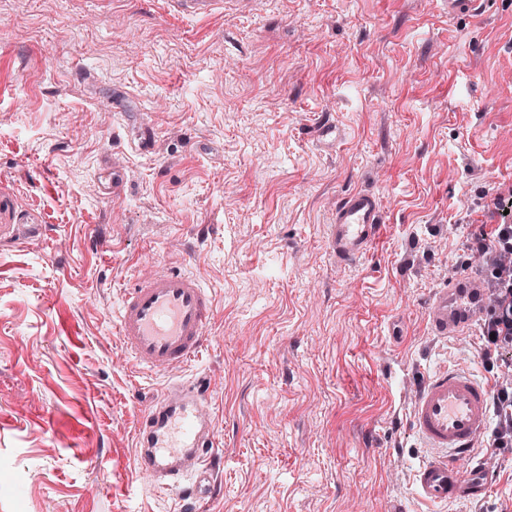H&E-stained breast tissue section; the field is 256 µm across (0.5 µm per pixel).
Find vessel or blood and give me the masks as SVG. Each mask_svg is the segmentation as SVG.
Segmentation results:
<instances>
[{"label":"vessel or blood","mask_w":512,"mask_h":512,"mask_svg":"<svg viewBox=\"0 0 512 512\" xmlns=\"http://www.w3.org/2000/svg\"><path fill=\"white\" fill-rule=\"evenodd\" d=\"M177 14L206 18L221 0H168ZM491 0H448L452 18L480 15ZM382 229L380 202L354 191L336 208L328 246L341 261L355 263L370 251ZM489 292L477 270L456 275L427 306L431 332L464 336L481 326ZM214 302L202 280L166 263L138 273L123 289L116 330L139 367L169 376L168 386L146 407L137 429L136 466L157 489H178L181 499L204 505L213 495L210 472L217 461L214 425L203 382L181 372L199 360L207 345ZM410 423L429 451L414 471L417 496L441 505L482 493L484 474L462 477L461 459L471 456L490 424L489 393L469 373L440 369L417 392Z\"/></svg>","instance_id":"b4317fda"}]
</instances>
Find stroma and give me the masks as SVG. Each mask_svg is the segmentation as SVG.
Wrapping results in <instances>:
<instances>
[{"mask_svg": "<svg viewBox=\"0 0 512 512\" xmlns=\"http://www.w3.org/2000/svg\"><path fill=\"white\" fill-rule=\"evenodd\" d=\"M112 156L117 201L98 180ZM510 188L512 0L463 19L445 0H242L205 19L0 0V512H181L135 466L167 380L132 363L114 313L132 276L182 257L215 304L189 371L224 458L204 512H428L413 397L447 365L490 377L479 334L429 335L425 303L478 268L470 244ZM353 190L383 224L345 264L327 226ZM480 464L485 491L442 512H512V452L481 445L462 468ZM105 178H108V183L103 188L104 193L113 200L120 199L124 191V174L122 164L116 158L112 157L111 170L105 172Z\"/></svg>", "mask_w": 512, "mask_h": 512, "instance_id": "obj_1", "label": "stroma"}]
</instances>
